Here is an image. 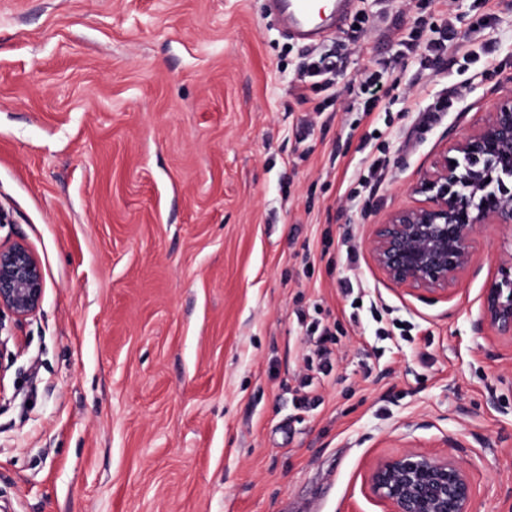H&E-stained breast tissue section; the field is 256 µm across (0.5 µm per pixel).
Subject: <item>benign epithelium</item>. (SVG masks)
I'll return each mask as SVG.
<instances>
[{
	"mask_svg": "<svg viewBox=\"0 0 512 512\" xmlns=\"http://www.w3.org/2000/svg\"><path fill=\"white\" fill-rule=\"evenodd\" d=\"M505 160L512 163V97L456 139L412 188L426 195L424 205L395 210L373 230L370 252L390 281L446 293L469 267L479 227L512 230V173L499 168ZM44 288L41 263L26 245L0 246V315H33ZM475 328L512 339L511 251L501 257L500 277L483 294ZM367 482L388 512H471V481L448 458L413 451L382 458Z\"/></svg>",
	"mask_w": 512,
	"mask_h": 512,
	"instance_id": "benign-epithelium-1",
	"label": "benign epithelium"
}]
</instances>
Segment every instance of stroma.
<instances>
[{"mask_svg": "<svg viewBox=\"0 0 512 512\" xmlns=\"http://www.w3.org/2000/svg\"><path fill=\"white\" fill-rule=\"evenodd\" d=\"M448 21L430 73L386 34ZM322 47L336 90L301 94L315 49L266 0H0V245L45 280L4 320L12 512H386L369 470L408 451L460 463L472 512H512V341L474 328L512 234L482 228L447 294L394 284L368 246L512 95V0H355ZM481 49L491 65L465 60ZM300 311L337 335L306 407ZM385 72L376 71L366 75L360 82L359 93L365 98L367 107H373L381 98L380 93L383 90Z\"/></svg>", "mask_w": 512, "mask_h": 512, "instance_id": "1", "label": "stroma"}]
</instances>
